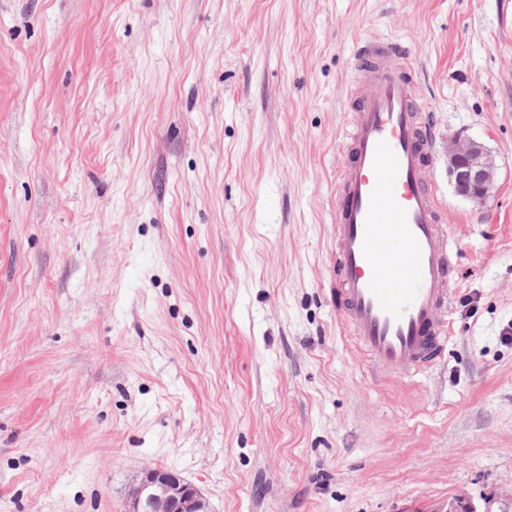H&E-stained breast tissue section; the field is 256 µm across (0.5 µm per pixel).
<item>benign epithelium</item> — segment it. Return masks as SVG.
I'll return each mask as SVG.
<instances>
[{"mask_svg": "<svg viewBox=\"0 0 512 512\" xmlns=\"http://www.w3.org/2000/svg\"><path fill=\"white\" fill-rule=\"evenodd\" d=\"M448 169L456 194L474 207L485 205L496 180V168L485 146L457 136L448 144ZM127 512H213L209 501L191 482L161 466L141 470L129 490Z\"/></svg>", "mask_w": 512, "mask_h": 512, "instance_id": "7a95c632", "label": "benign epithelium"}]
</instances>
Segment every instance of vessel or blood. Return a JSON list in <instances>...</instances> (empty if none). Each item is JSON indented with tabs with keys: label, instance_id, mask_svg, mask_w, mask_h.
I'll use <instances>...</instances> for the list:
<instances>
[{
	"label": "vessel or blood",
	"instance_id": "obj_1",
	"mask_svg": "<svg viewBox=\"0 0 512 512\" xmlns=\"http://www.w3.org/2000/svg\"><path fill=\"white\" fill-rule=\"evenodd\" d=\"M409 58L401 42L377 40L359 41L352 57L330 290L373 367L404 375L433 366L448 345L458 253L427 176L434 125Z\"/></svg>",
	"mask_w": 512,
	"mask_h": 512
}]
</instances>
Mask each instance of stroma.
Returning a JSON list of instances; mask_svg holds the SVG:
<instances>
[{"mask_svg":"<svg viewBox=\"0 0 512 512\" xmlns=\"http://www.w3.org/2000/svg\"><path fill=\"white\" fill-rule=\"evenodd\" d=\"M363 39L410 49L459 243L413 377L329 295ZM147 466L214 512L512 494V0H0V512H126ZM448 169L456 194L476 208L483 207L496 180V168L485 146L469 137L453 138L448 144Z\"/></svg>","mask_w":512,"mask_h":512,"instance_id":"obj_1","label":"stroma"}]
</instances>
